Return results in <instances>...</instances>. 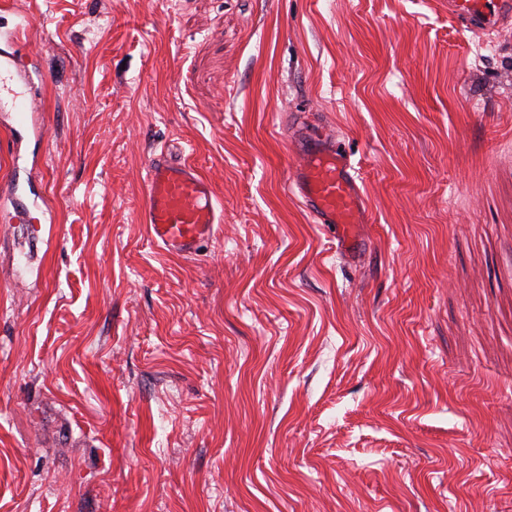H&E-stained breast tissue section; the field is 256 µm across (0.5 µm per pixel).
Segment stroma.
Here are the masks:
<instances>
[{
  "instance_id": "stroma-1",
  "label": "stroma",
  "mask_w": 512,
  "mask_h": 512,
  "mask_svg": "<svg viewBox=\"0 0 512 512\" xmlns=\"http://www.w3.org/2000/svg\"><path fill=\"white\" fill-rule=\"evenodd\" d=\"M18 2L44 136L15 157L0 112V512H512V26ZM322 130L355 256L290 185ZM163 150L223 208L189 259L142 222Z\"/></svg>"
}]
</instances>
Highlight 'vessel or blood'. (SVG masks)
Wrapping results in <instances>:
<instances>
[{"label": "vessel or blood", "instance_id": "b4317fda", "mask_svg": "<svg viewBox=\"0 0 512 512\" xmlns=\"http://www.w3.org/2000/svg\"><path fill=\"white\" fill-rule=\"evenodd\" d=\"M452 13L470 28L492 32L512 18V0H450ZM29 17L7 36L0 47V100L8 99L15 114L16 141H23L29 129L28 114L34 109L33 89L16 76V42L28 35ZM304 206L320 223L336 227V242L347 250L356 225L363 223L365 203L349 158L314 138L300 150L294 162L292 180ZM145 223L149 238L166 254L188 258L211 241L221 229L211 183L187 160L175 161L167 152L153 154L146 176Z\"/></svg>", "mask_w": 512, "mask_h": 512}]
</instances>
